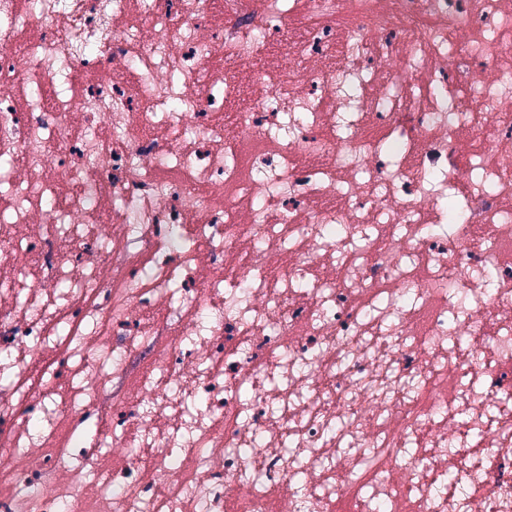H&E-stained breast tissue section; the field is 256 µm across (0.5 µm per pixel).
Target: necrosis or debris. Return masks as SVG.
<instances>
[{"mask_svg":"<svg viewBox=\"0 0 512 512\" xmlns=\"http://www.w3.org/2000/svg\"><path fill=\"white\" fill-rule=\"evenodd\" d=\"M0 183V512H512V0H0Z\"/></svg>","mask_w":512,"mask_h":512,"instance_id":"1","label":"necrosis or debris"}]
</instances>
